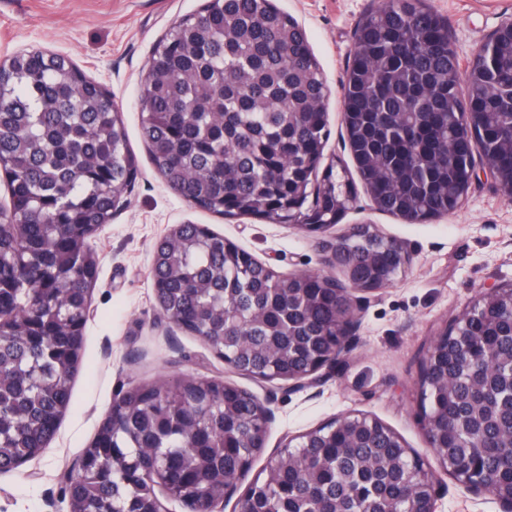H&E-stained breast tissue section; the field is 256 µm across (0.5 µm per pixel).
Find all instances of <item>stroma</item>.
<instances>
[{
    "label": "stroma",
    "mask_w": 512,
    "mask_h": 512,
    "mask_svg": "<svg viewBox=\"0 0 512 512\" xmlns=\"http://www.w3.org/2000/svg\"><path fill=\"white\" fill-rule=\"evenodd\" d=\"M206 0H0V61L31 49L68 57L105 85L125 123L138 176L128 205L89 239L98 260L81 362L71 404L44 452L19 470L0 473V512H69L68 476L118 392L188 378L219 379L268 401L265 445L236 481L246 486L288 440L352 413L376 417L438 473L437 512H499L492 495H474L445 474L419 425V383L435 337L484 289L512 287V200L486 174L450 214L411 223L380 212L366 192L326 235L265 218L224 217L173 193L140 135V81L158 40ZM302 26L331 90L324 157L354 168L342 112V86L359 20L379 0H276ZM448 23L461 70L512 18V0H430ZM180 224H201L282 276L319 273L344 280L328 263L324 237L359 225L400 241L412 255L389 287L364 294L360 340L320 385L253 378L226 366L198 337L170 322L155 298L153 247Z\"/></svg>",
    "instance_id": "35a3bbf8"
}]
</instances>
